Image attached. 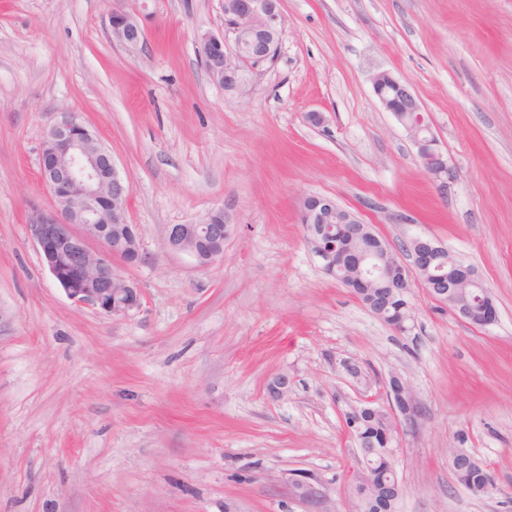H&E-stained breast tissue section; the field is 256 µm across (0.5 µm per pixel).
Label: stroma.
Here are the masks:
<instances>
[{
    "instance_id": "35a3bbf8",
    "label": "stroma",
    "mask_w": 512,
    "mask_h": 512,
    "mask_svg": "<svg viewBox=\"0 0 512 512\" xmlns=\"http://www.w3.org/2000/svg\"><path fill=\"white\" fill-rule=\"evenodd\" d=\"M126 6L147 52L113 41L110 0H0V512H356L342 414L393 374L425 409L397 449V512H512V0H280V52L231 100L195 43L223 33L220 0ZM379 71L427 111L446 188L375 96ZM66 111L131 186L145 258L114 264L142 290L126 317L70 300L26 231L53 204L40 148ZM311 195L447 249L495 322L418 282L395 333L324 274L298 219ZM228 201L222 260L169 249L167 225ZM456 449L498 493L458 485Z\"/></svg>"
}]
</instances>
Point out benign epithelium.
<instances>
[{
    "mask_svg": "<svg viewBox=\"0 0 512 512\" xmlns=\"http://www.w3.org/2000/svg\"><path fill=\"white\" fill-rule=\"evenodd\" d=\"M125 0H112L109 20L112 38L131 52L147 50L145 27L136 14L124 6ZM224 33L196 36L201 65L210 80L224 88V94L237 97L236 90L246 86L245 76L255 73L278 54L282 31L279 0H222ZM375 96L395 118L417 147L418 157L429 155L435 165L428 174L441 188L454 177L435 138L430 136L426 111L418 104L409 85L382 71L372 77ZM41 178L50 192L54 206L34 207L27 221L28 235L36 245L43 264L57 284L76 304L93 307L114 317H124L140 308V289L114 272L112 262H128L142 258V240L135 224L126 223L125 210L130 185L118 170L112 153L80 120L75 112L57 113L41 146ZM334 200L307 197L300 207L299 221L306 239L322 269L331 275L345 266L336 235L329 225L336 213ZM346 237L363 242L356 257L357 281L365 286L374 282H390L388 295L372 310L381 317L383 310L397 298H408L419 272L436 269L440 246L415 238L406 247L410 263L399 257L398 249L375 241L370 225L363 223L352 211H346ZM233 227L231 206L225 204L210 210L194 224H171L166 228V242L175 252L191 256L198 267L206 268L224 256V241ZM100 243L94 249L90 241ZM477 292L473 302L459 304L453 310L472 325L486 327L494 322L496 308L487 288L474 270L456 263L448 278L435 285L429 294L436 301L448 302L458 290ZM391 404L386 409L390 418L388 443L398 441L407 429L416 426L424 416L421 403L410 383L393 374L386 383ZM376 398L365 396L350 405L343 414V423L360 453L361 467L351 483V492H378L397 500L402 485L397 478L394 448L387 449V463L382 470L368 462L376 448L365 449L358 439V417L365 408L373 407ZM452 470L475 471L482 462L472 454L456 450L451 456Z\"/></svg>",
    "mask_w": 512,
    "mask_h": 512,
    "instance_id": "benign-epithelium-1",
    "label": "benign epithelium"
}]
</instances>
